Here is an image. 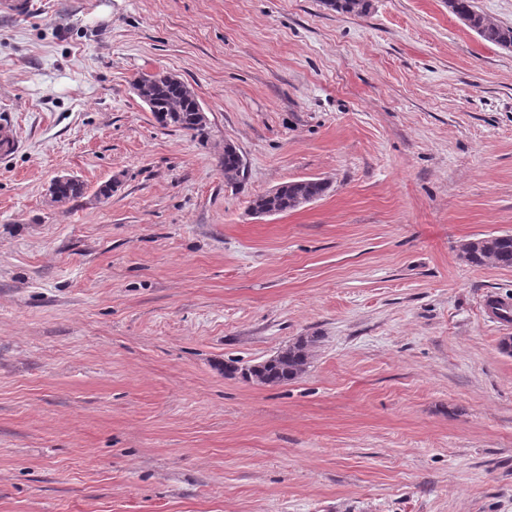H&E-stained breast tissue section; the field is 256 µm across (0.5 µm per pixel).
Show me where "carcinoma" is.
Instances as JSON below:
<instances>
[{"label": "carcinoma", "instance_id": "obj_1", "mask_svg": "<svg viewBox=\"0 0 512 512\" xmlns=\"http://www.w3.org/2000/svg\"><path fill=\"white\" fill-rule=\"evenodd\" d=\"M324 4L338 13H362L369 8L368 0H323ZM448 12L475 31L485 42L503 49H512V26L496 23L487 18L475 6L474 0H447ZM148 92L150 112L165 114L167 124L198 136L204 134L206 126L198 117V99L183 82L173 80L167 71L145 72L136 77ZM246 166L238 150L224 148L221 171L224 182L230 186L240 184L245 178ZM329 184L321 179H304L284 183L272 191L255 196L250 202L254 212L272 215L294 211L301 206L322 198ZM82 181L58 185L50 192L51 201L63 205L83 196ZM460 258L474 267L495 265L512 268V234L490 235L469 240L460 246ZM315 345L312 337L301 338L292 345L280 349L265 360L259 373L251 367L225 366L229 374H241L247 381L261 385L280 386L298 379L305 371L311 351Z\"/></svg>", "mask_w": 512, "mask_h": 512}]
</instances>
